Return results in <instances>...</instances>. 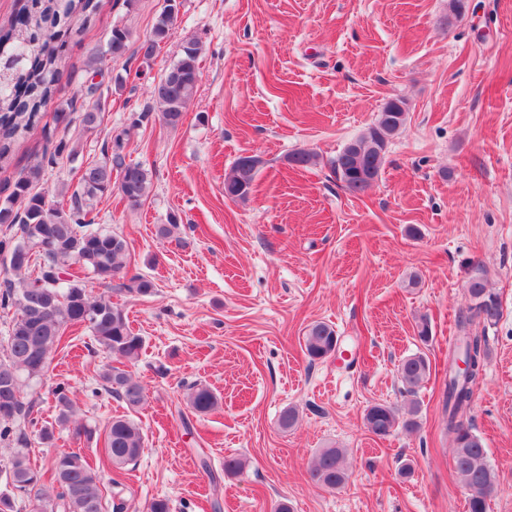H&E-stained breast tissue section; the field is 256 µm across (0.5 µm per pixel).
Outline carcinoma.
<instances>
[{"instance_id": "cac0c4a2", "label": "carcinoma", "mask_w": 512, "mask_h": 512, "mask_svg": "<svg viewBox=\"0 0 512 512\" xmlns=\"http://www.w3.org/2000/svg\"><path fill=\"white\" fill-rule=\"evenodd\" d=\"M98 11V0H25L6 21L0 23V163L9 159L14 143L42 118L61 79L59 61L64 37L78 35L91 23ZM179 13L178 0H165L151 33L137 46L144 61L153 59L166 43ZM132 33L124 25L112 27L107 40V54L113 60L123 58L130 48ZM201 47L186 41L177 60L151 86L153 106L162 122L178 126L187 104L197 93L200 81ZM99 87H86L82 102L72 101L57 108L56 124L70 126L78 122L84 132L93 133L101 124L105 103ZM406 101L395 98L386 103L367 131L356 138V146L344 147L331 167L341 186L353 195L362 194L374 183L385 164L391 138L406 122ZM122 131L113 137V146L104 147V160L83 162L79 166V188L70 197V205L48 201L32 192L40 180L43 166L31 167L18 179L10 195L0 202V225L17 227L15 234L0 238V259L6 271L17 277L4 280L0 289V310L13 313L7 335L0 338V443L18 449L4 466L5 491L0 492V512H16V503L29 512H104L100 489L101 475L80 450L54 456L50 477L34 470L25 449L26 425L37 426L32 417L33 402L25 400V382L41 378L49 368L52 350L65 342L69 328L90 332L93 340L117 357L100 374L105 392L121 399L129 408L144 405L143 385L125 363L135 360L143 348V338L131 328L124 311L109 296L94 297L83 280L70 269L87 271L105 287L124 268L128 242L116 233L93 227L86 216L97 200L117 189L131 208L141 206L148 194L151 175L141 163L126 162L122 155ZM73 162L77 150L61 138L47 162L59 158ZM249 158L236 159L224 180V195L239 201L248 199L256 172L246 168ZM118 288L130 293H153V281L136 275ZM470 304L456 317L458 336L453 351L472 359L473 370L461 382L448 374V433L453 435V469L471 488L467 512H488V501L497 491L496 474L488 463L487 448L474 431L468 416L474 387L482 374L489 350L486 337L475 327L490 326L500 317L497 295L487 287L486 278L477 273L467 281ZM304 349L312 360L336 352L339 336L333 326L317 322L309 326L303 338ZM398 380L409 394L422 386L429 376L426 357L418 352L398 365ZM51 394L57 415L55 423L72 422L74 407L69 384L57 383ZM188 403L197 413H207L217 405L214 393L203 384L190 386ZM419 406L411 402L406 414L385 404H375L365 413L368 430L379 438L403 428L419 427ZM74 423V422H72ZM75 432L88 433L80 423ZM105 450L112 470L122 472L144 451L140 427L133 420L118 416L106 430ZM344 455L339 448H323L308 470L311 481L334 490L347 480Z\"/></svg>"}]
</instances>
